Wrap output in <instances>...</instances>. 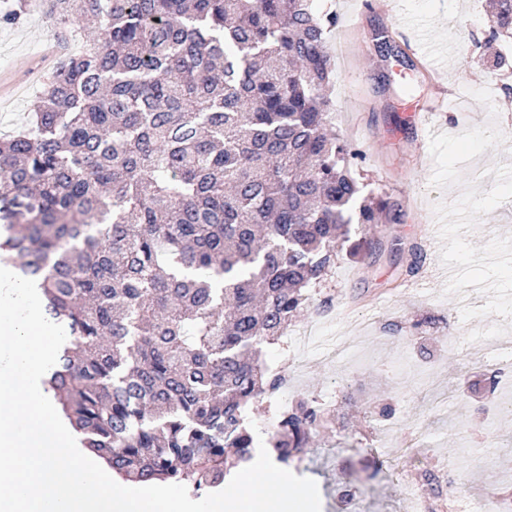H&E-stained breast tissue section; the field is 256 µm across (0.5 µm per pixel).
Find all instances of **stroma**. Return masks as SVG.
Wrapping results in <instances>:
<instances>
[{
	"mask_svg": "<svg viewBox=\"0 0 512 512\" xmlns=\"http://www.w3.org/2000/svg\"><path fill=\"white\" fill-rule=\"evenodd\" d=\"M321 11L335 12L338 23L329 44L336 61L332 130L361 149L365 193L389 197L400 220L373 229V239L397 237L418 242L425 262L406 276L408 252L383 250L356 261L340 254L335 269L314 288L311 304L291 324L314 329L305 345L283 337L261 347V356L288 378L277 404L260 400L251 416L267 430L276 405L316 398L328 419L314 432L292 473L316 481L321 512H410L409 490H416L431 512H459L460 502L499 485L497 462L512 456V418L498 419L490 407L486 359L497 347L512 348V318L492 315L462 322L460 303L443 296L447 272L440 263V241L432 206L454 201L461 186L430 185L433 161L429 137L406 122L404 102L430 105L455 91L489 88L497 116L476 102L432 117L436 132L458 134L496 120L507 141L462 164L465 179L489 190L486 170L512 161V68L488 69L478 44L485 38V0H387L386 8L361 0H317ZM412 25L419 43L414 69L390 70L394 93L384 98L377 81L380 58L367 34L376 26ZM51 20L29 12L17 26H0V135L27 121L32 104L57 60L83 49L79 35H53ZM394 110H386V103ZM329 309H322V302ZM402 327L393 337L389 324ZM352 350L351 364L323 362L332 345ZM393 413L384 418L383 406ZM449 492L437 495L421 474L445 460Z\"/></svg>",
	"mask_w": 512,
	"mask_h": 512,
	"instance_id": "obj_1",
	"label": "stroma"
}]
</instances>
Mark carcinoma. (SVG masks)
Instances as JSON below:
<instances>
[{"label":"carcinoma","mask_w":512,"mask_h":512,"mask_svg":"<svg viewBox=\"0 0 512 512\" xmlns=\"http://www.w3.org/2000/svg\"><path fill=\"white\" fill-rule=\"evenodd\" d=\"M46 0L54 35L87 32L0 137V251L42 290L67 339L44 381L117 475L204 491L253 457L250 405L284 383L281 339L351 240L399 219L361 196L362 154L328 130L336 14L313 0ZM27 0L0 24L27 15ZM492 43L512 0H489ZM373 45L408 67L393 32ZM324 424L314 400L275 410L274 460Z\"/></svg>","instance_id":"carcinoma-1"}]
</instances>
